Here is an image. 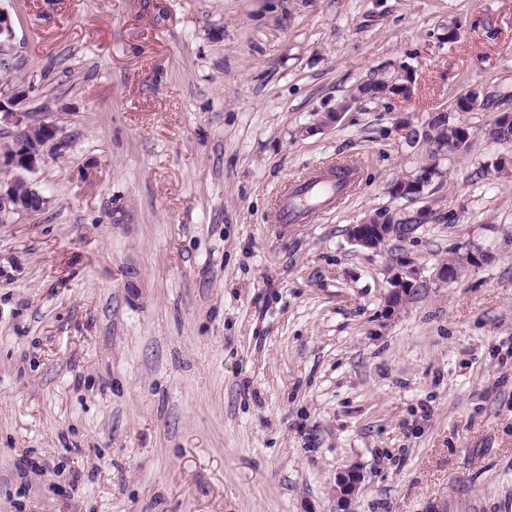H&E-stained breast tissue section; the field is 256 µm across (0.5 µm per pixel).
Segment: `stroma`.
Listing matches in <instances>:
<instances>
[{"label": "stroma", "instance_id": "obj_1", "mask_svg": "<svg viewBox=\"0 0 512 512\" xmlns=\"http://www.w3.org/2000/svg\"><path fill=\"white\" fill-rule=\"evenodd\" d=\"M0 8V99L26 87L65 141L28 175L45 209L0 224V512H336L350 466L352 512H512V142L488 136L512 0ZM438 113L467 153L431 157ZM343 158L344 203L275 224L284 184ZM385 209L433 219L353 245ZM470 249L383 317L396 253L428 276ZM385 212V211H382ZM392 212L389 210L388 213H379L373 217L365 219L359 224L350 225L348 228L349 240L352 244L368 250L380 249L381 242H385L390 238H402L405 239L411 234L403 232L406 225L411 224H393L387 221L388 217H394ZM363 481L361 471L356 467L346 469L337 478L338 510L336 512H351L349 505L352 497L359 490Z\"/></svg>", "mask_w": 512, "mask_h": 512}]
</instances>
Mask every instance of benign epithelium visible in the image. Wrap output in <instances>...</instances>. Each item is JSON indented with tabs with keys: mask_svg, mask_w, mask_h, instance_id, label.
I'll use <instances>...</instances> for the list:
<instances>
[{
	"mask_svg": "<svg viewBox=\"0 0 512 512\" xmlns=\"http://www.w3.org/2000/svg\"><path fill=\"white\" fill-rule=\"evenodd\" d=\"M14 31L10 15L0 10V62H8L10 59L11 43ZM0 116L12 122L18 131L15 139L0 152V169H8L15 172L14 179L4 183L0 181V220L5 222L16 214H30L32 210L21 204L20 194L17 191V179L20 175L32 172L39 163L45 162L52 156V151L57 149L64 139L60 136V130L53 124H41L34 126L25 121L26 113L12 112L3 109L0 101ZM434 175L431 166H423L417 175L412 178L414 187L397 189L393 192L396 197H411L419 194L423 187L430 182ZM393 216V212L379 213L358 224H352L348 228L349 240L352 244L368 250L380 249V244L390 238L409 237L405 233L406 225L392 224L387 218ZM481 252L471 251L458 261L453 270L441 264L436 267L432 277L423 276L422 270L408 255L402 253L395 257L389 270L388 294L385 306V314L389 317L397 314L405 305L409 295L419 293L432 287V285H446L458 278L464 267H477L481 264ZM363 481L361 471L356 467L346 469L337 478L338 510L336 512H350L349 505L352 497L359 490Z\"/></svg>",
	"mask_w": 512,
	"mask_h": 512,
	"instance_id": "7a95c632",
	"label": "benign epithelium"
}]
</instances>
